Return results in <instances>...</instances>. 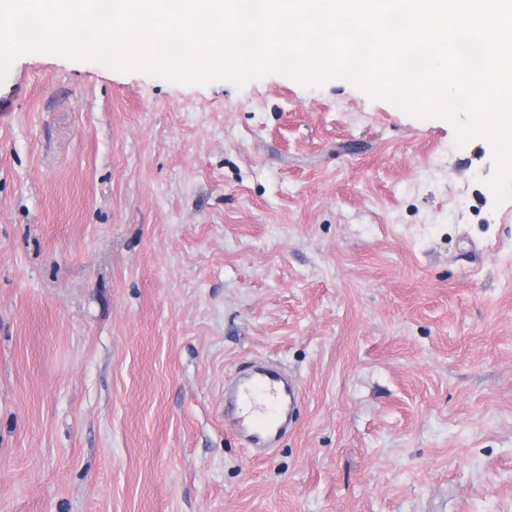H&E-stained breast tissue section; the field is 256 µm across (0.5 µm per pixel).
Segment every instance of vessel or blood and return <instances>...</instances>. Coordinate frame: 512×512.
<instances>
[{"instance_id":"b4317fda","label":"vessel or blood","mask_w":512,"mask_h":512,"mask_svg":"<svg viewBox=\"0 0 512 512\" xmlns=\"http://www.w3.org/2000/svg\"><path fill=\"white\" fill-rule=\"evenodd\" d=\"M298 393L297 385L278 371L255 366L227 388L224 419L255 453H262L287 429Z\"/></svg>"}]
</instances>
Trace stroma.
Segmentation results:
<instances>
[{"mask_svg":"<svg viewBox=\"0 0 512 512\" xmlns=\"http://www.w3.org/2000/svg\"><path fill=\"white\" fill-rule=\"evenodd\" d=\"M0 112V512H512V200L335 80L32 52ZM251 359L300 384L255 457Z\"/></svg>","mask_w":512,"mask_h":512,"instance_id":"35a3bbf8","label":"stroma"}]
</instances>
